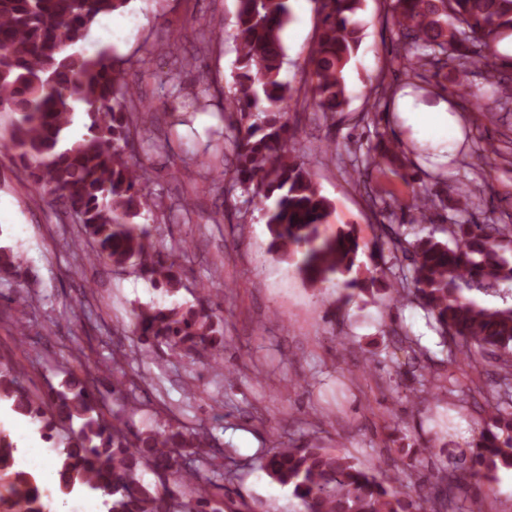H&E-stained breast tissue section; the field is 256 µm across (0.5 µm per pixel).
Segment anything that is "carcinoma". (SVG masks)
Listing matches in <instances>:
<instances>
[{
  "label": "carcinoma",
  "mask_w": 512,
  "mask_h": 512,
  "mask_svg": "<svg viewBox=\"0 0 512 512\" xmlns=\"http://www.w3.org/2000/svg\"><path fill=\"white\" fill-rule=\"evenodd\" d=\"M131 0H0V112L13 115L7 146L28 173L34 190L60 203L63 213L79 225L75 251L78 268L105 263L115 271L132 269L158 287L175 293L184 287L180 259L184 242L167 252L155 248L143 211L161 213L166 223L190 224L192 208L184 201L177 219L151 191L152 172L131 162L136 145L151 139L142 110L151 106L139 87L126 79L124 61L88 43L96 19L124 11ZM365 0H315L320 14L317 40L306 58L308 86L295 88L282 77L285 49L281 32L291 20L290 0H238L234 42L236 79L226 95V138L234 154L232 168L222 167L225 146L209 139L201 164L224 183L265 202L270 247L295 264L311 286L346 277L348 289L368 292L380 281L378 268L360 278L351 276L361 244L350 229L326 231L332 202L324 195L305 157L286 150L296 140L291 106H311L332 119L347 104L346 71L356 56L362 30L354 16ZM398 44L388 71L408 72L427 80L451 83L450 94L470 97L474 110L486 105L473 91L469 76L477 70L493 74L501 91L499 109L512 103V57L503 60L497 45L512 34V0H390ZM223 29L213 16L195 31L209 48ZM171 68L164 82L175 89L181 73L196 65L168 45ZM184 89L182 107L204 110L210 84ZM82 105L87 133L79 140L68 134L75 106ZM381 150L375 167L387 164L405 184L414 176L403 170L401 150L376 133ZM354 183L363 186L372 206L383 198L369 183V168L356 169ZM432 199L425 185L412 189L413 221L424 224ZM447 239L431 233L409 241L393 224L381 225L371 251L378 259L389 252L409 271L393 276L386 294L396 302L423 309L433 328L448 344L450 361L472 363L492 352L504 362L512 357V304L488 307L465 292L498 291L512 283L511 224L456 223L441 229ZM0 275L19 277L22 261L0 247ZM131 333L138 352L159 347L190 357L200 347L224 351V318L206 297L186 307L145 308L135 314ZM128 356L112 358V382L104 385L98 370L69 371L62 388L31 393L14 369L0 365V400L41 423L42 437L59 449L58 490L77 486L101 492L107 512H252L244 500L227 498L226 486L181 462L188 449L206 458L212 439L206 432L168 424L134 433L126 414L138 405L139 385L128 378ZM120 402L114 409L110 401ZM80 423L73 430V423ZM13 443L0 435V505L5 512H46V491L34 476L14 469ZM261 468L299 501V512H449L454 487L468 478L480 483L512 469V411L496 406L479 441L470 450V466L456 475L436 468L417 486L407 470L393 467L385 481L356 458L322 445L271 448ZM155 477L143 482V472Z\"/></svg>",
  "instance_id": "carcinoma-1"
}]
</instances>
